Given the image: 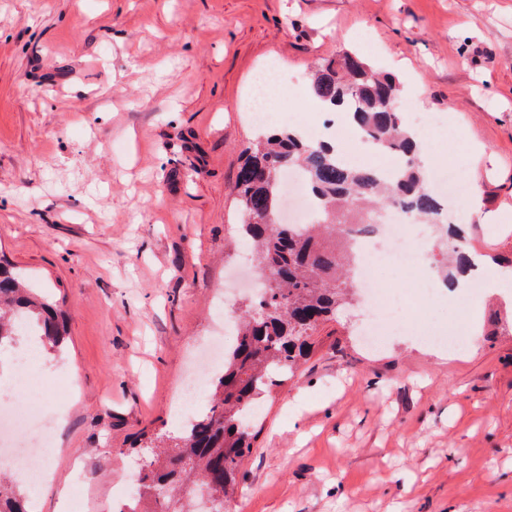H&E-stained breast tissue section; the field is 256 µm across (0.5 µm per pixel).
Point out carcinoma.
Masks as SVG:
<instances>
[{"instance_id":"carcinoma-1","label":"carcinoma","mask_w":512,"mask_h":512,"mask_svg":"<svg viewBox=\"0 0 512 512\" xmlns=\"http://www.w3.org/2000/svg\"><path fill=\"white\" fill-rule=\"evenodd\" d=\"M308 83L329 111L350 113L371 143L401 156L403 165L393 175L352 167L334 145L289 128L262 132L245 148L235 184L238 231L269 278L259 297L233 310L239 342L224 355L223 373L211 380L209 409L180 436L144 446L146 464L132 495L140 512H155L158 503L167 512H191L186 505L204 495L205 512H224L252 451L256 420L250 411L295 375L318 325L354 305L351 239L372 231L380 212L396 209L436 226L439 245L452 259L445 280L471 267V237L444 224L442 198L425 186L413 136L393 105L396 79L346 52L317 65ZM286 170L301 172L317 199V219L305 228L274 220ZM66 321V311L38 296L21 269L0 264V349L15 345L25 329L57 347ZM0 512H29L24 488L2 474Z\"/></svg>"}]
</instances>
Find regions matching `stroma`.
Returning <instances> with one entry per match:
<instances>
[{
	"instance_id": "35a3bbf8",
	"label": "stroma",
	"mask_w": 512,
	"mask_h": 512,
	"mask_svg": "<svg viewBox=\"0 0 512 512\" xmlns=\"http://www.w3.org/2000/svg\"><path fill=\"white\" fill-rule=\"evenodd\" d=\"M351 51L406 60L444 125L430 157L480 190L448 221L506 212L479 253L512 261V0H0V262L68 312L49 465L73 512H115L173 404L214 301L252 280L235 182L246 103ZM462 358L357 308L320 325L265 403L224 512H512V304L482 292Z\"/></svg>"
}]
</instances>
